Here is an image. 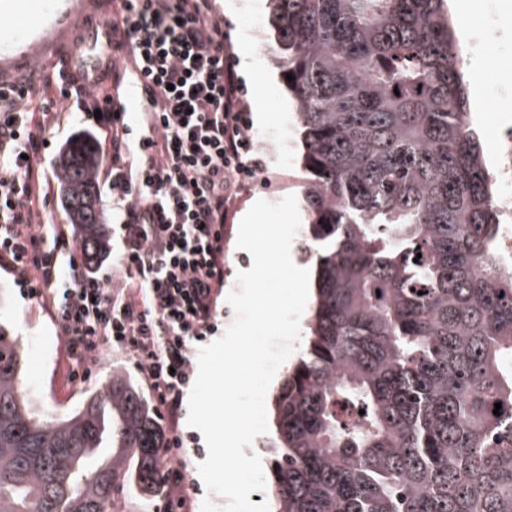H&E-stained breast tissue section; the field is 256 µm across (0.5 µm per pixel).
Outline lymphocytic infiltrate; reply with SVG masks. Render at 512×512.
Returning a JSON list of instances; mask_svg holds the SVG:
<instances>
[{
  "instance_id": "1",
  "label": "lymphocytic infiltrate",
  "mask_w": 512,
  "mask_h": 512,
  "mask_svg": "<svg viewBox=\"0 0 512 512\" xmlns=\"http://www.w3.org/2000/svg\"><path fill=\"white\" fill-rule=\"evenodd\" d=\"M116 2L112 40L126 51L123 72L71 81L109 79L143 102L134 145L123 110L103 98L118 273H104L70 225L45 220L50 183L36 157L53 100L36 73L0 83V267L54 322L70 383L88 379L105 352L129 355L167 423L163 454L196 453L197 436L179 421L193 357L216 332L224 214L259 164L210 0Z\"/></svg>"
}]
</instances>
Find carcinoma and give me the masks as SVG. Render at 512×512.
Wrapping results in <instances>:
<instances>
[{"mask_svg":"<svg viewBox=\"0 0 512 512\" xmlns=\"http://www.w3.org/2000/svg\"><path fill=\"white\" fill-rule=\"evenodd\" d=\"M269 24L295 77L316 274L272 399L275 512H512V274L449 0H269ZM101 163L77 135L57 168L94 252ZM23 361L0 325V512H113L122 484L156 491L161 430L122 371L48 417ZM311 294L309 296V299H308V302H307V305H306V308H305V311L301 317V321H300V327H301V337H300V343H299V348L298 350L278 369L276 375H275V378L268 390V393H267V396H266V407H267V415H268V408H269V404H270V401H271V398L280 382V379L283 375V373L286 371V368H288V366L291 365V363L296 359L297 356H299V353H300V350L302 349V346H303V342H304V336L306 334V318L312 308V305H313V301L314 299L311 301ZM268 425L270 427V420H269V415H268Z\"/></svg>","mask_w":512,"mask_h":512,"instance_id":"cac0c4a2","label":"carcinoma"}]
</instances>
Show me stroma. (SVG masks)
<instances>
[{
  "label": "stroma",
  "mask_w": 512,
  "mask_h": 512,
  "mask_svg": "<svg viewBox=\"0 0 512 512\" xmlns=\"http://www.w3.org/2000/svg\"><path fill=\"white\" fill-rule=\"evenodd\" d=\"M30 0H0V82L16 78L28 70L65 75L71 58L92 53V46L82 43L88 26L112 21V0H68L66 9H58V0H41L42 12L29 11ZM212 13L224 32V45L242 87V108L248 122V134L255 140L251 154L262 163L264 178L249 181L238 194L224 217L225 291L237 287L236 273L248 266L249 256L234 245L238 217L249 202L262 198L270 202L292 194L303 197L309 175L302 163V147L296 128L295 115L288 91L271 53L272 31L267 11H260L258 20L262 40H255L242 31L248 20L252 0H211ZM486 0H450L454 29L457 34L482 26L486 29L483 62L469 74L470 88L488 90L512 87V55L501 49L497 27L488 25ZM59 113L57 122L43 135L39 153L43 167L52 175L51 192L44 202V215L52 224L68 223L62 205L60 183L56 181L57 158L64 145L78 132L101 136L100 122L94 113L102 102L98 88L84 89L81 108H69L58 89H51ZM264 108L265 123L256 120L257 108ZM275 138L287 147L279 155L262 147V140ZM0 323L19 336L25 348L22 382L37 408L59 415L79 406L87 394L103 388L112 369L124 371L132 384H139L140 375L134 361L125 354L114 352L104 357L101 365L83 383H66L59 367L62 339L38 299L30 297L15 282L13 276L0 269ZM198 458L186 456L183 461L185 479L180 494H173L167 484H159L156 495L141 499L129 488L115 495L116 512H180L178 497H186L193 512H199L206 496L198 472Z\"/></svg>",
  "instance_id": "35a3bbf8"
}]
</instances>
